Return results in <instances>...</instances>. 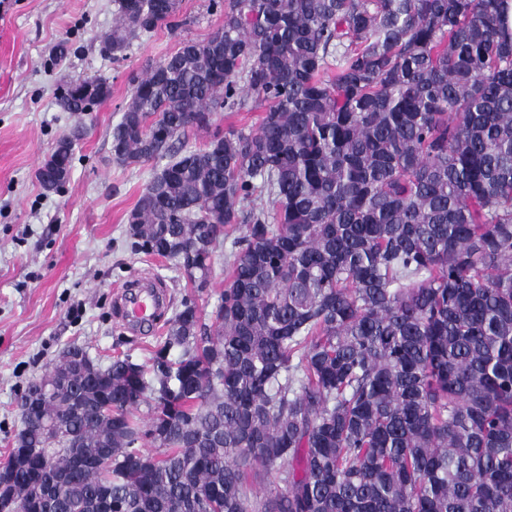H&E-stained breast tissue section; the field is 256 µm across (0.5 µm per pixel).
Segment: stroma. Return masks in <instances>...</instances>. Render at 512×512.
<instances>
[{
	"label": "stroma",
	"mask_w": 512,
	"mask_h": 512,
	"mask_svg": "<svg viewBox=\"0 0 512 512\" xmlns=\"http://www.w3.org/2000/svg\"><path fill=\"white\" fill-rule=\"evenodd\" d=\"M178 30L158 27L132 40L119 60L104 56L99 38L117 21L115 0H0V463L20 427V397L70 344L100 365L131 355L147 362L164 331L125 328L112 295L148 274L167 289L171 309L195 298L205 323L229 276L233 237L214 254L210 285L193 286L165 259L130 248L127 217L153 177L152 163L112 158V128L131 94V81L224 24L210 0H180ZM100 77L109 98L74 114L58 103L61 87ZM80 132L69 179L43 188L38 173L57 141Z\"/></svg>",
	"instance_id": "1"
}]
</instances>
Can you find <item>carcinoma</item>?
<instances>
[{
    "instance_id": "carcinoma-1",
    "label": "carcinoma",
    "mask_w": 512,
    "mask_h": 512,
    "mask_svg": "<svg viewBox=\"0 0 512 512\" xmlns=\"http://www.w3.org/2000/svg\"><path fill=\"white\" fill-rule=\"evenodd\" d=\"M116 3L114 59L184 25L179 0ZM211 6L222 28L132 80L112 157L159 166L131 248L196 291L240 232L214 329L186 298L146 364L65 349L21 396L14 493L39 512H95L106 486L112 512H512V0ZM109 94L84 80L59 103ZM248 97L257 129L215 123ZM191 130L205 146H176ZM73 151L57 142L46 190Z\"/></svg>"
}]
</instances>
